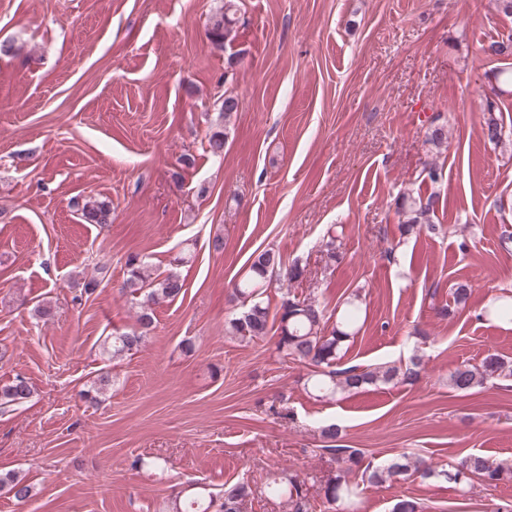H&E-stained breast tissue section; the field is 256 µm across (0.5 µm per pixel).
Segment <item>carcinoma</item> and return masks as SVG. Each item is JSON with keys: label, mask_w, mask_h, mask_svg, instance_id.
Returning <instances> with one entry per match:
<instances>
[{"label": "carcinoma", "mask_w": 512, "mask_h": 512, "mask_svg": "<svg viewBox=\"0 0 512 512\" xmlns=\"http://www.w3.org/2000/svg\"><path fill=\"white\" fill-rule=\"evenodd\" d=\"M237 6L235 0H225L224 7L211 20L208 36L217 46L224 45L234 30ZM485 57L499 58L512 54V40L494 41L482 47ZM497 103L487 102L486 112L489 118L482 127L485 140L499 146L505 143L503 126L492 116ZM227 127L213 131L208 137V151L215 157L224 156V142ZM437 193L428 195L407 191L397 200L398 210L403 216V233L411 234L427 228V232L436 230L432 222ZM82 216L89 224L105 225L111 223L110 206L104 202L88 201L82 206ZM285 270V276L292 281L301 275L295 265L286 267L280 256L266 250L252 260L246 274L233 284V300L239 304V313L229 322L230 333L242 340L259 339L274 331L277 349L284 356L292 357L309 368L306 389L318 399H333L342 393H355L369 384L408 383L415 380L421 372V358L414 356L405 366L382 364L376 367L359 369L357 367L336 368V360L344 342L355 336L360 308L358 299L350 297L344 303V309L334 324H329L326 309L318 301L286 292L276 306L275 314H270L269 306L261 300L263 289L271 283L273 274ZM124 288L132 295H140L136 326L112 336V355L137 351L154 327V306L172 302L185 294V281L175 272L167 274L153 273L138 254L131 255L126 261V279ZM487 314L502 321L512 322V297L499 300ZM507 366L501 357L486 356L480 367L462 364L448 376V384L456 391L467 392L494 377ZM32 389L25 378L17 376L0 386V409H7L25 402L31 397ZM321 436L327 442L325 449L336 457L338 475L329 480L323 488L326 502L342 503L348 512L356 509L358 485L351 483L348 475L362 470L361 477L371 484H383L389 481L417 476L427 480L455 481L462 477V484L473 479L495 484L506 478H512V467L507 468L487 457L469 455L459 462L446 467L424 458L403 453L384 464L375 465L364 462V456L356 449L341 448L336 445L338 428L331 424L321 428ZM0 489L6 490L18 502H27L33 497V486L26 477L15 471L0 473ZM303 484L296 477H275L267 486L268 494L276 499L288 500L290 512H310V500L302 493ZM251 493L249 485L243 481L226 482L224 490L217 495L207 496L197 493L183 504L179 499L172 501V512H235L239 501Z\"/></svg>", "instance_id": "cac0c4a2"}]
</instances>
